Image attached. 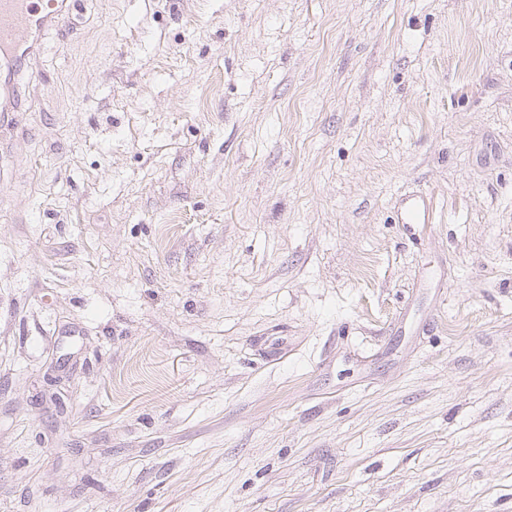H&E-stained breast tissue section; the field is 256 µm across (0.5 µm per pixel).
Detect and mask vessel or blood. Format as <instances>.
I'll use <instances>...</instances> for the list:
<instances>
[{"instance_id": "vessel-or-blood-1", "label": "vessel or blood", "mask_w": 512, "mask_h": 512, "mask_svg": "<svg viewBox=\"0 0 512 512\" xmlns=\"http://www.w3.org/2000/svg\"><path fill=\"white\" fill-rule=\"evenodd\" d=\"M62 15L63 0H0V56H18L29 45L33 32L60 21ZM396 221L408 225L432 223L426 193L407 198Z\"/></svg>"}]
</instances>
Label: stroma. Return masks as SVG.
I'll return each mask as SVG.
<instances>
[{
	"mask_svg": "<svg viewBox=\"0 0 512 512\" xmlns=\"http://www.w3.org/2000/svg\"><path fill=\"white\" fill-rule=\"evenodd\" d=\"M68 5L0 133V512H512V0ZM395 223L408 224L409 227L414 224L433 223V212L427 202V194L419 192L407 198L396 216Z\"/></svg>",
	"mask_w": 512,
	"mask_h": 512,
	"instance_id": "35a3bbf8",
	"label": "stroma"
}]
</instances>
